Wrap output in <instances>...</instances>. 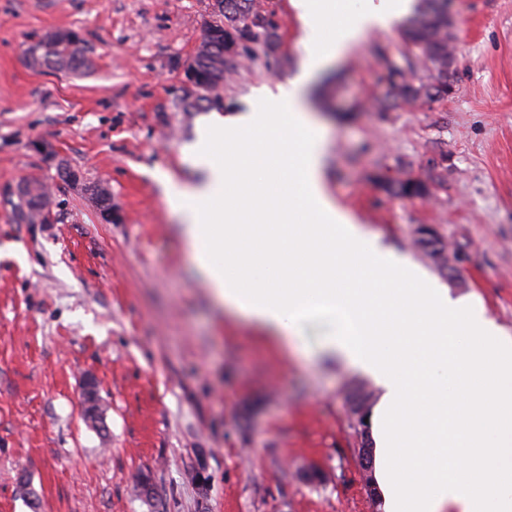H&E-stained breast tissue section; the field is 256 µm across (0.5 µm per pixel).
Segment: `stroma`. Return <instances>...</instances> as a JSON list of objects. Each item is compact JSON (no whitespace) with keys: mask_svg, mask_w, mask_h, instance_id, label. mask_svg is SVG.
<instances>
[{"mask_svg":"<svg viewBox=\"0 0 512 512\" xmlns=\"http://www.w3.org/2000/svg\"><path fill=\"white\" fill-rule=\"evenodd\" d=\"M260 2L273 47L234 58L219 104L188 110L183 65L209 0H0V512H381L345 401L366 376L323 350L325 320L287 344L225 310L158 180L197 182L185 155L199 129L295 71L290 0ZM448 12L451 97L378 111L407 51L397 27L367 32L305 96L326 130L330 195L512 335V0H448ZM55 30L78 33L89 71L31 65L28 45ZM438 175L423 199L388 188ZM28 179L50 190L45 223L16 215ZM97 184L120 222L104 219ZM420 224L449 268L415 245ZM88 379L99 426L83 416Z\"/></svg>","mask_w":512,"mask_h":512,"instance_id":"1","label":"stroma"}]
</instances>
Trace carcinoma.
Listing matches in <instances>:
<instances>
[{
    "label": "carcinoma",
    "mask_w": 512,
    "mask_h": 512,
    "mask_svg": "<svg viewBox=\"0 0 512 512\" xmlns=\"http://www.w3.org/2000/svg\"><path fill=\"white\" fill-rule=\"evenodd\" d=\"M234 32L238 41V53L256 54V47L269 46L276 36V23L271 16L260 10L255 0H224L222 18L210 23L204 38L195 51V78L199 95L194 107L206 103L211 105L220 98L224 85V28ZM403 36L409 46L406 55L407 67L392 69L387 74L391 85L392 108L400 104L426 103L448 98V57L452 56L453 37L448 30V0H420L419 14L406 21ZM79 38L71 31L67 38L51 35L28 47V55L33 64L59 72L74 73L91 66L71 38ZM424 68L423 75L418 69ZM422 184L406 178L391 183L393 192L402 197L421 196ZM46 197L42 183L28 181L20 189L16 210L19 216L33 222L47 220V212L40 200ZM415 243L428 255L437 260L440 267L446 268L449 259L438 234L433 231L417 232ZM370 394L358 386L350 392L348 418L351 428L360 439V447L373 448L370 432L361 428L359 416L370 410Z\"/></svg>",
    "instance_id": "cac0c4a2"
}]
</instances>
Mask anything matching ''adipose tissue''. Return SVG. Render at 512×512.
I'll use <instances>...</instances> for the list:
<instances>
[{"label":"adipose tissue","mask_w":512,"mask_h":512,"mask_svg":"<svg viewBox=\"0 0 512 512\" xmlns=\"http://www.w3.org/2000/svg\"><path fill=\"white\" fill-rule=\"evenodd\" d=\"M290 2L298 73L256 90L245 113L213 118L190 152L199 181L167 182L168 205L226 309L284 339L327 318L326 351L380 388L370 424L383 512H512V336L336 203L303 92L411 0H366L351 16L338 0Z\"/></svg>","instance_id":"1"}]
</instances>
